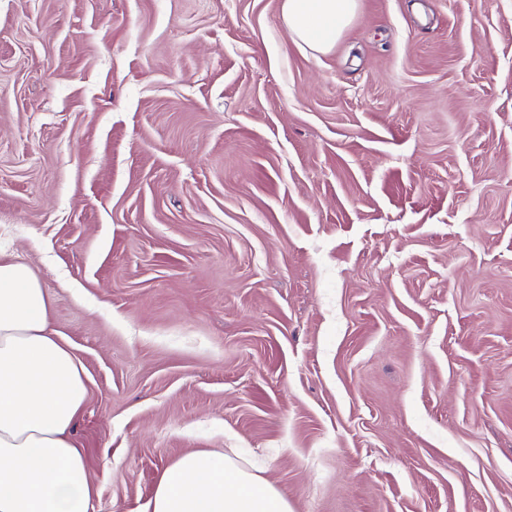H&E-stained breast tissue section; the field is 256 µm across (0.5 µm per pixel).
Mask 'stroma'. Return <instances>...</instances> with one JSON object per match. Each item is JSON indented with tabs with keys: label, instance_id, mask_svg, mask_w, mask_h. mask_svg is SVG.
Returning <instances> with one entry per match:
<instances>
[{
	"label": "stroma",
	"instance_id": "1",
	"mask_svg": "<svg viewBox=\"0 0 512 512\" xmlns=\"http://www.w3.org/2000/svg\"><path fill=\"white\" fill-rule=\"evenodd\" d=\"M0 0V253L88 385L90 512L198 449L293 512H512V0ZM359 0H282L289 37L314 52L332 50L354 20Z\"/></svg>",
	"mask_w": 512,
	"mask_h": 512
}]
</instances>
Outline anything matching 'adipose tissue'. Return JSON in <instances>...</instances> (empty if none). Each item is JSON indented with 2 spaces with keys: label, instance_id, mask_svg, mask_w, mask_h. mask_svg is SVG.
<instances>
[{
  "label": "adipose tissue",
  "instance_id": "1",
  "mask_svg": "<svg viewBox=\"0 0 512 512\" xmlns=\"http://www.w3.org/2000/svg\"><path fill=\"white\" fill-rule=\"evenodd\" d=\"M359 0H282L289 37L332 50ZM87 397L82 367L51 328L31 266L0 255V512H90L94 487L70 429ZM147 512H292L233 452H190L162 472Z\"/></svg>",
  "mask_w": 512,
  "mask_h": 512
}]
</instances>
